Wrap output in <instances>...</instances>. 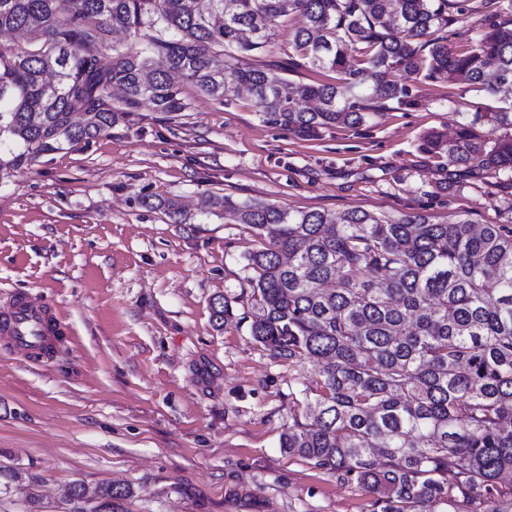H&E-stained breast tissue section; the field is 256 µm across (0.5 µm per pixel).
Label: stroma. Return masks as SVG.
Listing matches in <instances>:
<instances>
[{
  "label": "stroma",
  "instance_id": "35a3bbf8",
  "mask_svg": "<svg viewBox=\"0 0 512 512\" xmlns=\"http://www.w3.org/2000/svg\"><path fill=\"white\" fill-rule=\"evenodd\" d=\"M296 19L254 65L294 83L334 73L293 65ZM357 128L313 140L266 124L247 92L223 104L188 83L172 119L143 105L86 143L0 178V307L19 290L69 328L39 364L0 351V512H68L80 482L130 487L127 512H370L371 496L280 446L304 363L272 358L249 333L246 255L256 237L205 214L202 197L332 213L422 212L512 224V173L448 184L425 131L454 133L487 93L409 79ZM173 197L189 220L146 208ZM236 319L214 327L210 303Z\"/></svg>",
  "mask_w": 512,
  "mask_h": 512
}]
</instances>
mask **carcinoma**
<instances>
[{"mask_svg": "<svg viewBox=\"0 0 512 512\" xmlns=\"http://www.w3.org/2000/svg\"><path fill=\"white\" fill-rule=\"evenodd\" d=\"M469 0H0V31L32 47L0 51V141L16 145L0 174L28 168L64 144L96 138L145 101L183 112L179 84L229 102L243 87L262 120L302 137L357 128L370 101L404 104V76L476 86L496 102L422 149L448 162V180L512 171V3L480 0L461 49L436 32L467 18ZM294 16L292 48L333 83H299L250 60ZM114 30L147 40L141 52L100 49ZM123 91L119 105L108 91ZM501 130L496 135L485 129ZM174 224L178 202L143 198ZM258 238L250 336L276 359L308 362L281 448L373 496L371 512H512V225L439 223L352 209L336 216L207 197ZM211 320L235 319L213 298ZM130 489L81 483L67 499L83 512H124Z\"/></svg>", "mask_w": 512, "mask_h": 512, "instance_id": "carcinoma-1", "label": "carcinoma"}]
</instances>
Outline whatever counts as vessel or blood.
Segmentation results:
<instances>
[{"instance_id":"vessel-or-blood-1","label":"vessel or blood","mask_w":512,"mask_h":512,"mask_svg":"<svg viewBox=\"0 0 512 512\" xmlns=\"http://www.w3.org/2000/svg\"><path fill=\"white\" fill-rule=\"evenodd\" d=\"M62 331L63 323L54 309L24 295H14L8 307L0 310V349L28 361H42L51 336Z\"/></svg>"}]
</instances>
